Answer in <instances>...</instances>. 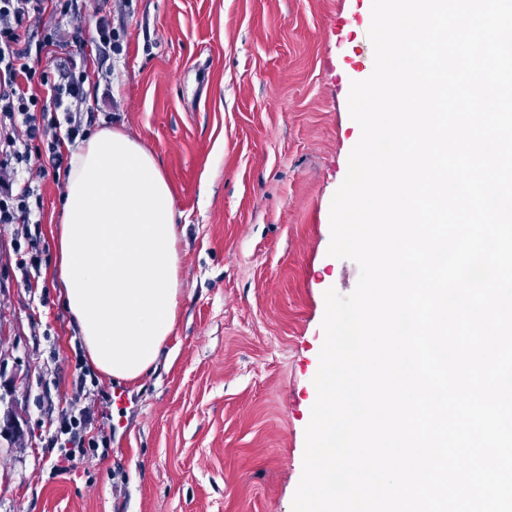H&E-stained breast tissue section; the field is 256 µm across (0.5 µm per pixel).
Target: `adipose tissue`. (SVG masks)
<instances>
[{"label":"adipose tissue","mask_w":512,"mask_h":512,"mask_svg":"<svg viewBox=\"0 0 512 512\" xmlns=\"http://www.w3.org/2000/svg\"><path fill=\"white\" fill-rule=\"evenodd\" d=\"M49 280L103 376L135 381L155 368L181 292L178 214L156 157L117 129L71 152L62 214L50 229Z\"/></svg>","instance_id":"adipose-tissue-1"}]
</instances>
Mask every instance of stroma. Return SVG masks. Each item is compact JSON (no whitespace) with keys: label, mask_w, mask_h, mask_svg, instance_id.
<instances>
[{"label":"stroma","mask_w":512,"mask_h":512,"mask_svg":"<svg viewBox=\"0 0 512 512\" xmlns=\"http://www.w3.org/2000/svg\"><path fill=\"white\" fill-rule=\"evenodd\" d=\"M372 0H85L83 128L123 130L160 161L179 215L181 295L155 371L97 377L83 400L111 439L55 471L53 443L92 364L46 272L65 179L39 181L36 240L0 224V512H292L303 472L324 294L360 269L329 256L330 205L361 128L352 82L374 69ZM35 259L37 285L19 262Z\"/></svg>","instance_id":"obj_1"}]
</instances>
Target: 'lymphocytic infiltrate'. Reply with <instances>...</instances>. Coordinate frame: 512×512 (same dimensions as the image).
I'll return each mask as SVG.
<instances>
[{"label": "lymphocytic infiltrate", "instance_id": "1", "mask_svg": "<svg viewBox=\"0 0 512 512\" xmlns=\"http://www.w3.org/2000/svg\"><path fill=\"white\" fill-rule=\"evenodd\" d=\"M80 0H0V224H17L31 237L36 215L30 200L45 164L62 169L64 142L83 136L81 111L86 102L85 63L68 69H36L25 34L31 24L51 15L46 38L57 45Z\"/></svg>", "mask_w": 512, "mask_h": 512}]
</instances>
